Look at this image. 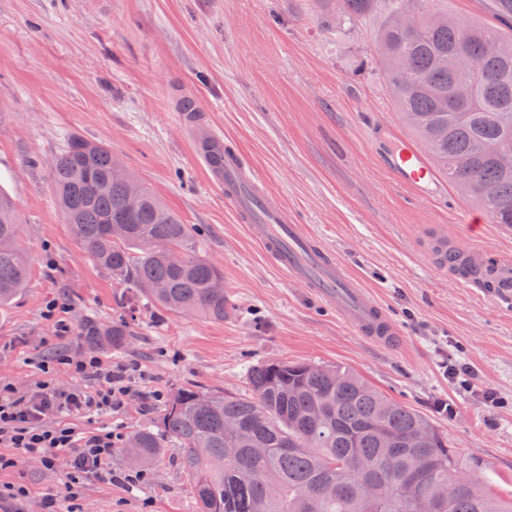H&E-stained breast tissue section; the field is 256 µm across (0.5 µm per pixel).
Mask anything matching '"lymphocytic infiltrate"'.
Segmentation results:
<instances>
[{"label":"lymphocytic infiltrate","instance_id":"f902f5d3","mask_svg":"<svg viewBox=\"0 0 512 512\" xmlns=\"http://www.w3.org/2000/svg\"><path fill=\"white\" fill-rule=\"evenodd\" d=\"M68 366L70 372L82 378L96 380L93 388L63 390L51 377L55 365ZM45 380L26 393H18L8 383L0 382V472L15 465V454L33 455L45 469H54L56 452H73L71 469L67 474L63 496H46L44 512H58V500H65V512H81L77 489L84 480L104 477L130 486L146 480L144 471L113 472L110 467L112 452L124 440L120 429L81 434L71 427L69 417L80 414H107L125 408L129 400L137 398L149 404L148 395L133 385L139 367L135 364L104 368L101 359L92 353L82 360L71 361L58 356L56 361H44Z\"/></svg>","mask_w":512,"mask_h":512}]
</instances>
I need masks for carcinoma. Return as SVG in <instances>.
<instances>
[{
	"instance_id": "obj_1",
	"label": "carcinoma",
	"mask_w": 512,
	"mask_h": 512,
	"mask_svg": "<svg viewBox=\"0 0 512 512\" xmlns=\"http://www.w3.org/2000/svg\"><path fill=\"white\" fill-rule=\"evenodd\" d=\"M439 0H336L355 30L379 14L370 49L402 119L436 170L496 224L512 226V0H492L500 23L464 24ZM470 98L454 97L457 86ZM80 244L125 288L122 314L83 329L95 348L123 349L142 301L158 311L224 320L223 273L195 231L102 143L75 137L49 171ZM16 207L0 190V306L26 288ZM173 251L183 259L174 263ZM248 393L178 388L159 429L124 446L141 466L174 443L199 512H512L490 496L479 465L463 463L430 421L353 370L307 361L251 368Z\"/></svg>"
}]
</instances>
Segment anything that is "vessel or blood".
<instances>
[{
	"label": "vessel or blood",
	"mask_w": 512,
	"mask_h": 512,
	"mask_svg": "<svg viewBox=\"0 0 512 512\" xmlns=\"http://www.w3.org/2000/svg\"><path fill=\"white\" fill-rule=\"evenodd\" d=\"M184 122L195 133L194 152L203 160L209 180L223 186L225 202L239 220L248 224L254 238L282 274L323 298H335L340 319L358 335L394 344L396 330L381 305L342 262L320 247L287 210L265 195L259 176L225 148L219 135L212 131L199 134L198 113H185ZM390 162L398 179L412 187L418 186V174L427 165L425 156L403 139L398 140ZM459 261L465 270V281H489L491 296L499 304L512 306L511 259L490 264L482 253L463 251Z\"/></svg>",
	"instance_id": "b4317fda"
}]
</instances>
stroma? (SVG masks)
<instances>
[{"instance_id":"stroma-1","label":"stroma","mask_w":512,"mask_h":512,"mask_svg":"<svg viewBox=\"0 0 512 512\" xmlns=\"http://www.w3.org/2000/svg\"><path fill=\"white\" fill-rule=\"evenodd\" d=\"M378 23L345 32L322 0H0V188L17 204L31 266L27 288L0 308V380L34 388L40 361L80 359L85 324L120 312L122 286L77 241L49 179L53 158L83 137L107 145L194 225L230 300L221 321L139 307L128 347L100 351L104 365L139 361V389L166 395L188 384L243 394L249 369L274 359L343 365L427 417L480 463L493 497L512 499V307L465 287L434 252L442 241L512 258V237L456 190L423 198L381 165L378 151L405 124L366 63ZM185 100L375 295L397 346L359 336L335 302L286 282L207 181L188 143ZM54 300L67 305L62 339L44 315ZM451 358L473 368L474 391L449 384L442 363ZM484 391L507 406L488 408ZM440 400L455 415L439 412ZM162 408L133 400L119 416L71 422L83 433L117 421L128 433L153 430ZM15 461L0 484H26L31 495L0 512H42L44 497L64 487L69 453L58 451L52 470L23 454ZM148 474L133 488L87 482L84 512H198L175 451Z\"/></svg>"}]
</instances>
